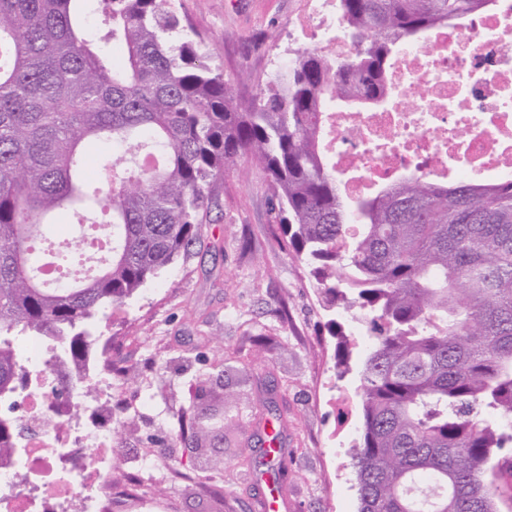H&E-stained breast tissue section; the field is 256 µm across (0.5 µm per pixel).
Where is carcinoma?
<instances>
[{
	"mask_svg": "<svg viewBox=\"0 0 512 512\" xmlns=\"http://www.w3.org/2000/svg\"><path fill=\"white\" fill-rule=\"evenodd\" d=\"M0 0V404L16 406L29 371L16 342L39 338L48 365L89 362L96 323L190 254L224 173L249 157L279 202L278 228L327 305L356 318L367 340L354 444L359 512H498L512 477V180L440 185L407 177L344 200L323 145L336 102L359 111L386 95L406 42L492 0H339L352 52H295L252 100L236 101L205 40L172 0ZM112 145L86 178V148ZM70 208L110 239L97 268L52 285L44 266L84 253H45L48 217ZM337 365L351 342L333 323ZM83 379L62 376V399ZM185 411L181 436L207 434ZM281 415L267 409L262 459L240 468L288 479ZM26 427L0 416V456Z\"/></svg>",
	"mask_w": 512,
	"mask_h": 512,
	"instance_id": "cac0c4a2",
	"label": "carcinoma"
}]
</instances>
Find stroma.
<instances>
[{"mask_svg":"<svg viewBox=\"0 0 512 512\" xmlns=\"http://www.w3.org/2000/svg\"><path fill=\"white\" fill-rule=\"evenodd\" d=\"M206 41L211 64L242 99L266 90L295 51L309 47L296 17L318 0H174ZM275 202L264 174L241 159L221 181L209 222L187 259L148 282L123 311L98 326L91 356L136 366L112 373V481L138 475L165 512H359L352 444L360 428L359 375L336 366L327 323H342L354 358L365 352L360 326L330 311L304 261L273 232ZM236 401L224 428L184 444L180 414L195 399ZM283 419L288 484L255 498L240 478L241 449L263 401Z\"/></svg>","mask_w":512,"mask_h":512,"instance_id":"obj_1","label":"stroma"}]
</instances>
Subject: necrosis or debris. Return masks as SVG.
I'll list each match as a JSON object with an SVG mask.
<instances>
[{
	"label": "necrosis or debris",
	"instance_id": "4bbe7bcc",
	"mask_svg": "<svg viewBox=\"0 0 512 512\" xmlns=\"http://www.w3.org/2000/svg\"><path fill=\"white\" fill-rule=\"evenodd\" d=\"M389 95L362 112L336 106L325 145L349 201L411 176L512 179V0L403 45ZM33 385L23 460H0V512H112V434L76 427L81 392L55 399L44 345H24Z\"/></svg>",
	"mask_w": 512,
	"mask_h": 512
}]
</instances>
